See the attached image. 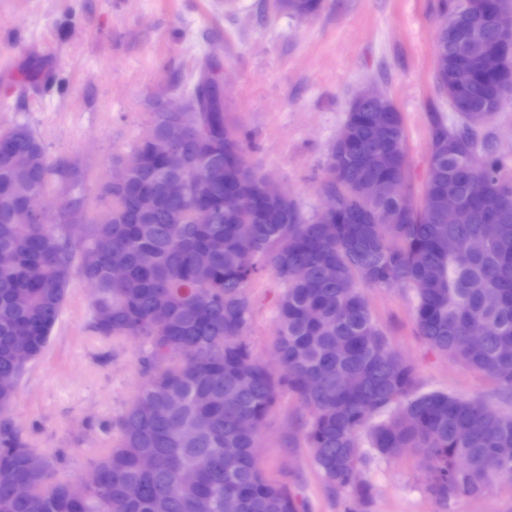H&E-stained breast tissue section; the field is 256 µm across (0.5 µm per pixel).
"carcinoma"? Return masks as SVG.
<instances>
[{
	"instance_id": "1",
	"label": "carcinoma",
	"mask_w": 512,
	"mask_h": 512,
	"mask_svg": "<svg viewBox=\"0 0 512 512\" xmlns=\"http://www.w3.org/2000/svg\"><path fill=\"white\" fill-rule=\"evenodd\" d=\"M321 0H280L309 18ZM512 0H437L434 82L457 120L430 119L431 161L421 205L402 209L371 194V182L408 181L399 112L351 105L329 145L322 191L334 204L309 211L296 198L267 199L265 174L247 159L246 138L230 121L209 60L185 94L196 112L152 104L146 132L113 160L98 190L102 207L86 220L84 175L52 161L42 140L16 122L0 129V512H298L288 491L266 477L253 449L281 389L308 411L307 442L326 485L351 488L361 439L379 455L410 448L433 461L429 491L441 505L512 480V414L443 391L417 389L413 367L394 352L357 282L415 292L417 331L434 349L482 371L512 394V169L485 126L512 99V51L499 68L493 16ZM384 125L387 137L374 128ZM178 132L172 149L156 142ZM187 185L181 197L169 183ZM65 189L74 210H33L32 199ZM456 223H443L448 194ZM114 265L126 276L114 281ZM283 284L276 375L243 336L252 306L247 288L263 270ZM95 285L88 326L103 339L143 343L144 382L115 421L99 424L110 447L90 461L94 477L60 480L61 453L29 447L13 416L28 365L49 345L69 288ZM485 330L473 347L468 333ZM317 379L313 389L306 387ZM239 454L224 456V449ZM144 455L157 458L150 471ZM24 478L28 497L14 496Z\"/></svg>"
}]
</instances>
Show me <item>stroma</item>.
<instances>
[{
    "label": "stroma",
    "mask_w": 512,
    "mask_h": 512,
    "mask_svg": "<svg viewBox=\"0 0 512 512\" xmlns=\"http://www.w3.org/2000/svg\"><path fill=\"white\" fill-rule=\"evenodd\" d=\"M436 0H322L320 12L296 18L272 0H0V128L25 119L54 159L78 162L87 212L112 158L145 130L150 103L189 79L206 58L220 60L230 118L247 134L261 172L321 208L322 162L360 88L384 91L402 115L408 187L420 201L430 165L429 112L442 100L434 85ZM246 339L272 371L283 286L263 271L250 285ZM363 293L391 347L412 365L424 389L478 398L512 411V395L487 375L418 336L408 288ZM91 287L74 279L45 354L20 383L14 417L31 447L64 452L59 478L89 476L101 437L98 422L117 417L142 378L139 340H103L86 327ZM306 413L281 392L263 426L256 461L284 486L299 512H512V485L495 481L480 494L440 508L430 474L412 454L369 451L358 472L367 491L330 490L305 441ZM82 444H74V437Z\"/></svg>",
    "instance_id": "stroma-1"
}]
</instances>
